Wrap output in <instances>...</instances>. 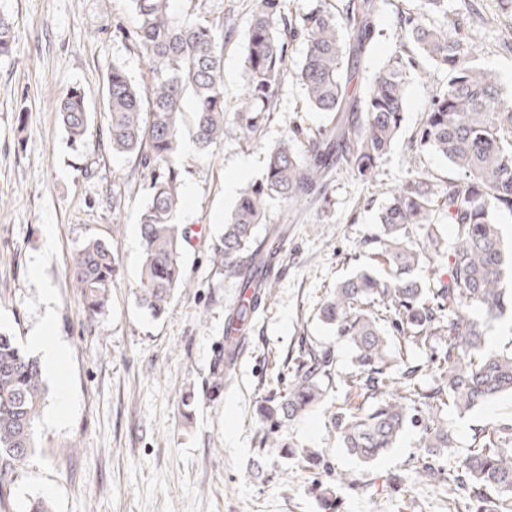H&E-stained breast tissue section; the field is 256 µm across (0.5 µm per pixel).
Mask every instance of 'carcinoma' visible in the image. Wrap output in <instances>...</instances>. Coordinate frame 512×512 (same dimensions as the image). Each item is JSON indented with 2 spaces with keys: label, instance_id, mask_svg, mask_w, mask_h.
Returning a JSON list of instances; mask_svg holds the SVG:
<instances>
[{
  "label": "carcinoma",
  "instance_id": "1",
  "mask_svg": "<svg viewBox=\"0 0 512 512\" xmlns=\"http://www.w3.org/2000/svg\"><path fill=\"white\" fill-rule=\"evenodd\" d=\"M137 15L135 46L149 69V82L132 81L114 65L104 83L112 150L135 156L157 172L139 225L142 262L136 299L154 316L162 315L184 284L183 232L176 223L181 207L182 166L179 128L186 99L193 102V133L198 150L224 142L229 132L247 143L268 120L287 66L289 42L300 39L305 55L295 73L307 102L334 121L318 133L286 137L267 149L262 182L246 188L212 248L213 265L238 274L244 260L257 266L276 260L285 229L270 223L268 201L297 205L341 167L369 179L391 149L403 121L408 74L429 62L447 76L446 88L423 112L412 148L445 160L456 176L436 181L416 169L401 182L378 215L384 263L390 277L371 269L336 284L320 315L349 343L354 370L347 385L363 404H336L332 423L340 447L371 463L397 443L409 426L421 428L428 454L414 473L448 486V512H512V424L477 428L464 452L447 465L440 460L457 447L448 412L464 417L504 394L512 395V345L492 347L489 322L512 319L509 257L497 217L512 215V94L496 71L472 60L474 34L449 17L448 0H420L422 11L401 16L400 30L410 48L389 57L363 86L356 73L371 57L385 0H346L335 13L325 0L293 23L280 0H255L245 33L246 84L234 108L224 103V38L233 35L224 18L210 16L207 0H191L192 22L176 17L171 0H130ZM448 18V28L428 22ZM12 24L0 15V57L11 53ZM59 116L73 143L84 141L90 113L84 95L69 90ZM455 228L448 249L438 224ZM438 261L448 269L437 288L419 279L421 263ZM117 265L112 245L91 238L75 254L72 278L91 314L104 308ZM277 284L276 275L242 283L244 297L224 323V338L244 331ZM393 324L403 349L394 350L382 322ZM429 352L423 363L405 358L404 348ZM341 381L327 349L302 345L285 388L269 391L259 407L270 423L258 433L257 448H282L312 468L322 454L296 449L283 427L319 405ZM47 387L37 358L24 352L15 336L0 331V459L23 463L35 448V423ZM311 491L323 512H339L336 492L321 484Z\"/></svg>",
  "mask_w": 512,
  "mask_h": 512
}]
</instances>
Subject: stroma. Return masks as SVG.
I'll list each match as a JSON object with an SVG mask.
<instances>
[{
	"instance_id": "1",
	"label": "stroma",
	"mask_w": 512,
	"mask_h": 512,
	"mask_svg": "<svg viewBox=\"0 0 512 512\" xmlns=\"http://www.w3.org/2000/svg\"><path fill=\"white\" fill-rule=\"evenodd\" d=\"M254 5L207 0L211 15L235 30L224 43V99L231 108L245 84L244 34ZM419 8L420 0H386L375 61L399 49L400 11ZM448 12L468 23L483 17L476 59L512 92V16L499 12L497 0H448ZM0 14L13 23L12 53L0 58V329L25 346L44 325L50 342L68 348L59 372L45 376L34 452L0 473V512H27L38 497L53 512H321L311 483H333L340 473L348 478L337 489L341 512H448L445 487L412 472L423 453L417 429L369 464L340 447L331 414L345 385L285 429L298 447L319 450L323 467L308 470L282 449L256 448L258 404L270 388L287 386V363L300 342L329 349L339 371L352 372L348 344L319 320L318 309L375 252L379 208L414 168L453 177L446 160L411 149L445 76H409L401 129L371 179L340 172L300 205L270 200L272 222L288 225L278 284L250 323L236 370L217 388L213 362L224 344V320L240 299L238 277L211 262L235 206L225 185L234 181L240 192L260 181L269 145L297 130L312 135L329 121L309 108L295 77L303 42L288 48L275 110L255 141L231 135L202 153L182 133L177 222L186 233L185 284L155 318L134 294L142 258L138 219L152 175L136 157L113 152L103 109L112 65L132 80L148 79L133 41L130 0H0ZM73 87L91 112V133L77 145L56 112ZM91 237L111 243L119 267L96 315L86 310L70 268ZM453 424L460 447H467L473 428L512 424V396Z\"/></svg>"
}]
</instances>
